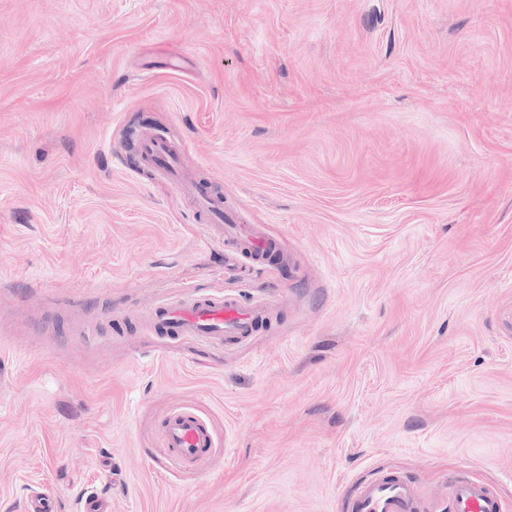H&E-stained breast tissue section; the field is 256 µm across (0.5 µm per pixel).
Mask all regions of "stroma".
Here are the masks:
<instances>
[{
    "mask_svg": "<svg viewBox=\"0 0 512 512\" xmlns=\"http://www.w3.org/2000/svg\"><path fill=\"white\" fill-rule=\"evenodd\" d=\"M143 118L282 265L132 159ZM229 291L250 335L134 318ZM389 472L512 500V0H0V512H344ZM224 242L235 246L243 258L254 263H260L259 258L271 248L276 249L274 241L254 224H225ZM165 443L172 455L186 462L204 464L213 447L210 432L202 420L190 412H177L162 423Z\"/></svg>",
    "mask_w": 512,
    "mask_h": 512,
    "instance_id": "1",
    "label": "stroma"
}]
</instances>
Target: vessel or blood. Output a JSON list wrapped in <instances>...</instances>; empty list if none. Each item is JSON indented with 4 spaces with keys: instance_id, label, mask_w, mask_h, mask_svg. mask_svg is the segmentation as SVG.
I'll return each instance as SVG.
<instances>
[{
    "instance_id": "b4317fda",
    "label": "vessel or blood",
    "mask_w": 512,
    "mask_h": 512,
    "mask_svg": "<svg viewBox=\"0 0 512 512\" xmlns=\"http://www.w3.org/2000/svg\"><path fill=\"white\" fill-rule=\"evenodd\" d=\"M141 159L158 167L183 195L190 197L199 212L210 222L223 225L224 240L235 246L247 260L258 261L271 248L273 240L253 224H228L224 221V200L210 192L198 179L177 166L178 150L158 135L145 136ZM147 320L161 336L193 335L206 339L245 336L262 323L259 309L246 305L238 297H188L178 304L156 308ZM165 443L180 460L206 463L213 440L202 420L190 412H177L162 424ZM449 512H512V503L499 497L489 487L472 477L449 478ZM423 505L412 481L394 473H382L360 485L345 504L346 512H421Z\"/></svg>"
}]
</instances>
